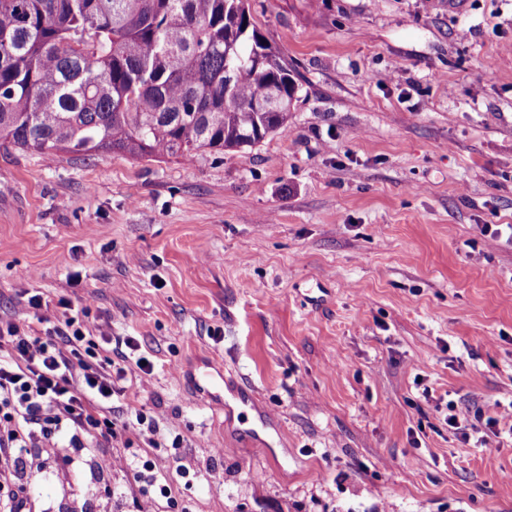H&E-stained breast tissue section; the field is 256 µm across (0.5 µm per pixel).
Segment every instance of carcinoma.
Returning <instances> with one entry per match:
<instances>
[{
  "instance_id": "cac0c4a2",
  "label": "carcinoma",
  "mask_w": 512,
  "mask_h": 512,
  "mask_svg": "<svg viewBox=\"0 0 512 512\" xmlns=\"http://www.w3.org/2000/svg\"><path fill=\"white\" fill-rule=\"evenodd\" d=\"M298 85L247 0H0V146L141 158L252 148Z\"/></svg>"
}]
</instances>
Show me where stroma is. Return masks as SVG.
I'll use <instances>...</instances> for the list:
<instances>
[{
  "mask_svg": "<svg viewBox=\"0 0 512 512\" xmlns=\"http://www.w3.org/2000/svg\"><path fill=\"white\" fill-rule=\"evenodd\" d=\"M300 91L288 128L188 158L0 147V318L130 336L101 473L37 448L28 512H512V0H249ZM249 395L250 403L233 399ZM266 421H259L258 412ZM181 448H172L174 437ZM490 447H475L477 438ZM195 471L186 484L179 469Z\"/></svg>",
  "mask_w": 512,
  "mask_h": 512,
  "instance_id": "35a3bbf8",
  "label": "stroma"
}]
</instances>
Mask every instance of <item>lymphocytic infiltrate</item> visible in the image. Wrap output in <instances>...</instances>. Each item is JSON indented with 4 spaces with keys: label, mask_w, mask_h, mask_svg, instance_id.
<instances>
[{
    "label": "lymphocytic infiltrate",
    "mask_w": 512,
    "mask_h": 512,
    "mask_svg": "<svg viewBox=\"0 0 512 512\" xmlns=\"http://www.w3.org/2000/svg\"><path fill=\"white\" fill-rule=\"evenodd\" d=\"M27 303L41 335L0 320V481L23 490L44 478L29 460L39 444L61 434L74 448L116 437L115 383L137 348L132 337H115L114 359L101 361L79 315L50 308L36 294Z\"/></svg>",
    "instance_id": "obj_1"
}]
</instances>
